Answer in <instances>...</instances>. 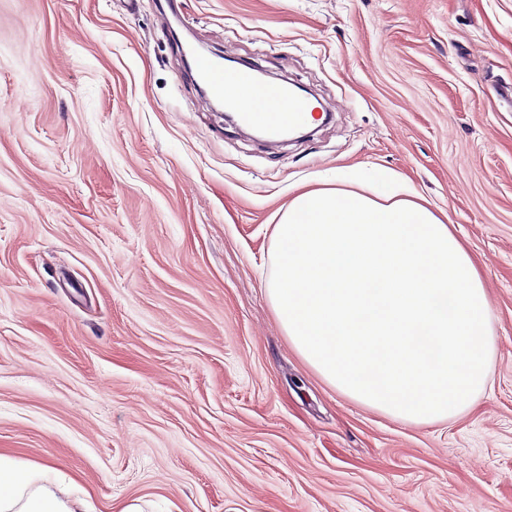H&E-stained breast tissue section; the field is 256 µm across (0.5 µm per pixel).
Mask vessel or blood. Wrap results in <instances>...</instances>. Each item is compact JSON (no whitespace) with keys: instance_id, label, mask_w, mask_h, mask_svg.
Masks as SVG:
<instances>
[{"instance_id":"1","label":"vessel or blood","mask_w":512,"mask_h":512,"mask_svg":"<svg viewBox=\"0 0 512 512\" xmlns=\"http://www.w3.org/2000/svg\"><path fill=\"white\" fill-rule=\"evenodd\" d=\"M195 69L210 93L222 99L225 107L237 112L240 121L272 132L303 124L306 102L276 84H258L252 89V103H243L229 92L230 85L243 78L240 70L227 69L212 56L198 55Z\"/></svg>"}]
</instances>
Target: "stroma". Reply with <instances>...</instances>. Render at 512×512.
<instances>
[{
    "label": "stroma",
    "instance_id": "35a3bbf8",
    "mask_svg": "<svg viewBox=\"0 0 512 512\" xmlns=\"http://www.w3.org/2000/svg\"><path fill=\"white\" fill-rule=\"evenodd\" d=\"M311 88L250 138L182 48ZM512 0H0V454L89 512H512ZM384 168L479 262L492 385L410 425L328 386L268 302L275 216Z\"/></svg>",
    "mask_w": 512,
    "mask_h": 512
}]
</instances>
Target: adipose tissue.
<instances>
[{
    "instance_id": "obj_1",
    "label": "adipose tissue",
    "mask_w": 512,
    "mask_h": 512,
    "mask_svg": "<svg viewBox=\"0 0 512 512\" xmlns=\"http://www.w3.org/2000/svg\"><path fill=\"white\" fill-rule=\"evenodd\" d=\"M267 296L293 349L331 387L423 425L471 408L495 339L475 259L397 173L339 175L296 194L270 241ZM50 464L0 454V512H80Z\"/></svg>"
}]
</instances>
